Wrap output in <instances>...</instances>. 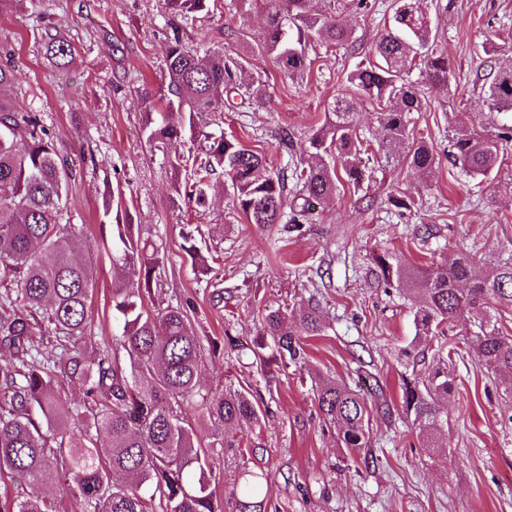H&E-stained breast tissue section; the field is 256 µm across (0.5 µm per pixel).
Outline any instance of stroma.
I'll list each match as a JSON object with an SVG mask.
<instances>
[{
  "label": "stroma",
  "mask_w": 512,
  "mask_h": 512,
  "mask_svg": "<svg viewBox=\"0 0 512 512\" xmlns=\"http://www.w3.org/2000/svg\"><path fill=\"white\" fill-rule=\"evenodd\" d=\"M441 37L454 77L434 90L418 126L440 163L428 174L407 167L375 171L368 186H341L312 223L290 232L260 227L237 214L215 172L205 205L189 202L186 182L206 156L199 138L171 150L149 144L143 112L166 88L173 37L203 53L248 56L264 101L206 116L205 133L231 136L275 170L295 159L280 143L302 144L323 123L346 74L378 40L390 14L339 0L337 19L355 32V49L315 43L312 65L291 78L254 48L266 21L263 0H210L207 10L171 14L163 0H15L0 15V42L14 48L22 70L8 93L22 112L42 113L59 154L75 164L65 205L82 225L94 269L88 340L111 344L122 324L112 313V231L103 217L111 200L121 223L160 237L169 262L154 295L173 306L192 300L198 336L260 331L258 304L319 300L324 335L310 339L309 360L322 372L355 383L361 363L377 375L389 403L374 416L372 446L350 455L317 413L310 381L293 370L272 381L252 355L206 357L202 381L231 373L263 394L268 413L261 447L248 462L271 474L268 512H512V382L488 372L473 346L479 323L464 318L446 335L414 344V311L396 286L371 274L373 254L404 265L447 263L457 251L512 253V192L498 177L469 178L448 161L450 136L491 126L479 96L488 57L512 61V0H455L442 10L421 0ZM71 41L75 56L59 73L44 58L47 34ZM418 195L396 209L393 196ZM196 245L205 263L187 252ZM448 369L456 389L448 424L432 440L418 437L401 408L402 376Z\"/></svg>",
  "instance_id": "obj_1"
}]
</instances>
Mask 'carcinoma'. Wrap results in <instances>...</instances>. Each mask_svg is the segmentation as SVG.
I'll return each instance as SVG.
<instances>
[{
  "label": "carcinoma",
  "mask_w": 512,
  "mask_h": 512,
  "mask_svg": "<svg viewBox=\"0 0 512 512\" xmlns=\"http://www.w3.org/2000/svg\"><path fill=\"white\" fill-rule=\"evenodd\" d=\"M266 29L257 43L290 76L309 69L313 40L343 45L353 32L332 14L314 15L309 0H264ZM419 0H394L391 22L374 47L346 77L349 92L336 98L327 119L300 147L292 176L268 169L265 157L234 139L204 136L211 161L193 173L197 203L205 201L213 165L224 168L232 205L248 223L289 224L312 219L339 185L362 187L373 169L406 165L426 174L437 157L415 116L426 111L428 90L448 87L453 72L448 56ZM45 56L60 72L73 59L74 46L48 35ZM422 81L409 79L414 61ZM167 92L161 107L149 104L143 115L147 141L177 147L195 135L199 115L235 106V97L262 100L243 84V63L215 50L204 55L174 35L168 50ZM18 69L14 49L0 44V473L37 487L63 482L81 512H268L270 476L247 467L245 457L267 413L263 397L229 379L207 387L201 381L205 353H250L261 365L307 371L323 422L336 430L341 447L359 452L372 443L370 421L389 409L377 376H358L355 387L309 364L304 339L324 331L319 306L297 311L266 306L259 310L262 333L202 341L183 306H145L158 284L168 255L133 224L112 225L115 288L112 309L123 322L112 351L86 356L74 342L86 337L94 270L74 259L82 239L76 225L63 219L73 169L51 142L38 112H16L1 93L14 87ZM484 104L503 115L490 134L453 139L448 162L469 177L499 171L512 147V61L499 65L481 86ZM360 101L373 105L381 139L377 149L353 124ZM294 179L293 192L287 180ZM475 257L448 266H405L386 254L374 258L375 275L415 298L418 334L438 336L459 317L480 319L475 347L490 371L512 377V336L487 323L494 304L512 306V256L499 262L491 278L472 275ZM55 339L57 356L43 354V341ZM84 391L83 416L71 418L68 399L54 388L57 375ZM455 390L448 372L435 370L401 378L402 410L419 434L429 438L448 418ZM193 406L191 418L185 408ZM221 428L207 445L197 426ZM224 449V466L236 469L233 482L216 494L212 465ZM0 512H59L57 502L37 492L0 501Z\"/></svg>",
  "instance_id": "1"
}]
</instances>
